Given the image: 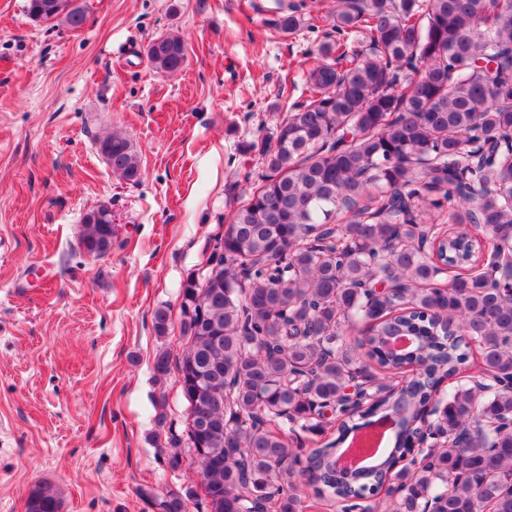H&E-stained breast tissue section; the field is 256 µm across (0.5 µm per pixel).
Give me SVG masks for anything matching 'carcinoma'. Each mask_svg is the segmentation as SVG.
<instances>
[{
    "label": "carcinoma",
    "instance_id": "cac0c4a2",
    "mask_svg": "<svg viewBox=\"0 0 512 512\" xmlns=\"http://www.w3.org/2000/svg\"><path fill=\"white\" fill-rule=\"evenodd\" d=\"M57 4L28 0V14L84 24L82 5ZM303 7L275 0L277 27L294 34L328 20L319 64L260 150L258 183L211 240L206 288L189 278L182 290L189 346L177 369L203 504L242 512L252 497L268 512H302L309 496L375 500L397 489L398 512H512V0H337L308 25ZM186 57L175 34L147 48L159 72ZM99 151L119 179L138 182L122 131ZM107 209L83 218L90 254L112 247ZM433 224L455 229L426 248ZM450 268L470 272L439 284ZM395 284L403 307L383 292ZM353 319L366 324L358 339L346 334ZM468 367L503 386L455 390L448 447L432 462L336 469V448L360 423L325 410L353 376L381 395L360 419L397 423L395 460L432 393ZM154 504L184 509L177 493ZM59 509L47 483L27 502V512Z\"/></svg>",
    "mask_w": 512,
    "mask_h": 512
}]
</instances>
